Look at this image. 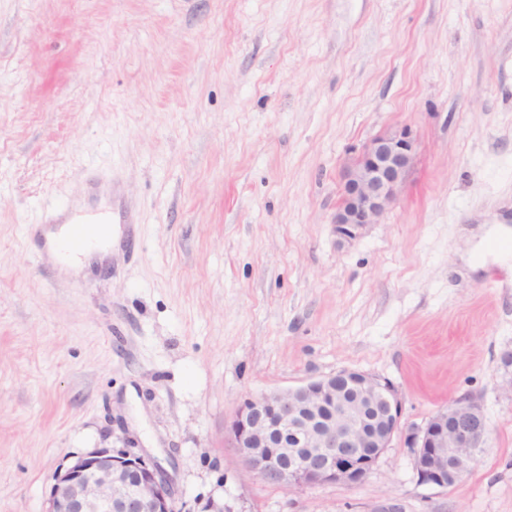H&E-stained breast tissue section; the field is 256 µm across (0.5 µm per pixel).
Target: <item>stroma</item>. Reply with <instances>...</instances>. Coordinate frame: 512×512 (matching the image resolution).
<instances>
[{"mask_svg": "<svg viewBox=\"0 0 512 512\" xmlns=\"http://www.w3.org/2000/svg\"><path fill=\"white\" fill-rule=\"evenodd\" d=\"M408 129L405 184L337 235L343 164ZM127 210L78 274L62 209ZM512 0H0V512L133 447L176 512H512ZM403 427L482 407L479 465L420 484L394 439L360 484L286 491L224 445L243 401L342 370ZM512 235V228L508 226V224H491L489 227L481 228V233L475 238H478V243L471 245L469 249H467V260L464 261L467 263V268L471 272H477L479 269L483 268L484 264L480 262H476L474 260L475 250L477 245L488 242L492 239H507Z\"/></svg>", "mask_w": 512, "mask_h": 512, "instance_id": "35a3bbf8", "label": "stroma"}]
</instances>
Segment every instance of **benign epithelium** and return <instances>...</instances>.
Instances as JSON below:
<instances>
[{
  "mask_svg": "<svg viewBox=\"0 0 512 512\" xmlns=\"http://www.w3.org/2000/svg\"><path fill=\"white\" fill-rule=\"evenodd\" d=\"M415 143L405 130L375 137L342 172L336 233L353 238L376 224L405 183ZM402 403L386 380L341 370L285 392L246 398L224 427V442L253 475L285 490L351 486L375 467L396 437L411 449L419 483L446 488L473 470L488 424L462 396L421 428L403 430ZM297 436L302 453L288 445ZM45 512H175L169 480L154 461L96 448L59 473Z\"/></svg>",
  "mask_w": 512,
  "mask_h": 512,
  "instance_id": "7a95c632",
  "label": "benign epithelium"
}]
</instances>
